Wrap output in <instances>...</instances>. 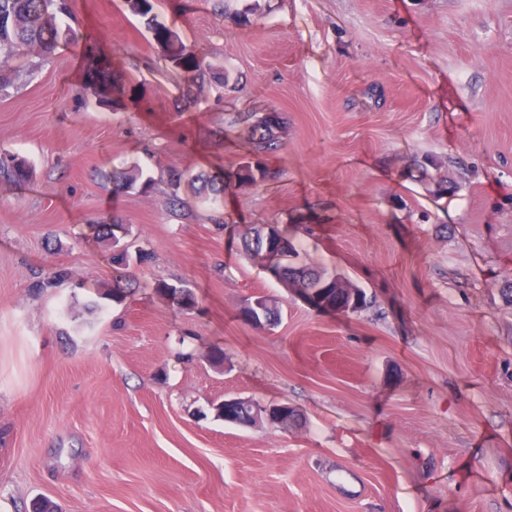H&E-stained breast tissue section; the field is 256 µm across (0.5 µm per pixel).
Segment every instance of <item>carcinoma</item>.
I'll return each mask as SVG.
<instances>
[{"label": "carcinoma", "instance_id": "carcinoma-1", "mask_svg": "<svg viewBox=\"0 0 512 512\" xmlns=\"http://www.w3.org/2000/svg\"><path fill=\"white\" fill-rule=\"evenodd\" d=\"M125 4L131 14L145 19V24L163 50L164 61L172 68L185 69L201 80L209 77L217 83H224V73L212 70L203 59L188 52L178 33L158 20L151 0H125ZM68 15L66 0H0L1 92L11 85L12 64L23 61L32 52L47 59L57 48L74 41L75 32L65 21ZM232 124L244 127L249 150V157L240 164L232 180L220 184L202 174L191 179L193 193L213 206L221 205L224 194L233 186H257L267 181L269 173L256 157L279 148L276 135L281 126L279 113L270 110L268 115L258 116L254 112H239L233 117ZM434 166L430 158L417 162L411 178L421 183L437 184L436 193L439 194L445 185L430 174L429 169ZM0 176L24 183L30 178V167L23 158L3 152L0 153ZM113 179L119 187H133L139 183L146 186L149 183L138 167L117 173ZM239 238L245 252L265 258L275 276L302 288L311 301L349 310H356L362 304L363 294L358 286L326 272L286 264L294 250L279 226L271 227L268 235L248 227ZM257 304L263 308L260 321L268 325L276 323L280 312L264 295H257L247 303L243 309L244 317L254 321Z\"/></svg>", "mask_w": 512, "mask_h": 512}]
</instances>
